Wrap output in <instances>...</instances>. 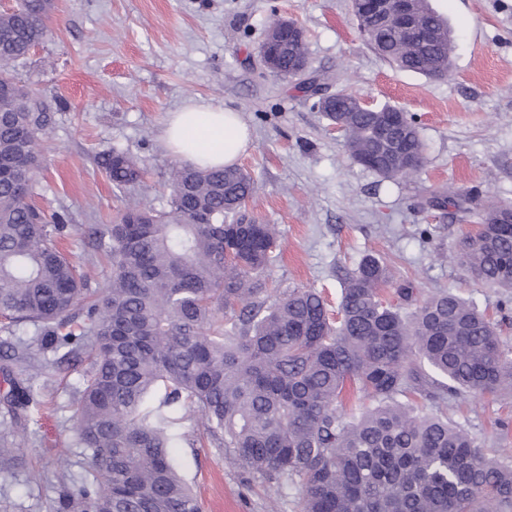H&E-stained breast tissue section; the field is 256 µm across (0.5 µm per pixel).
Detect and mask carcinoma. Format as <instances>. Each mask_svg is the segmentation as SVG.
<instances>
[{"label": "carcinoma", "mask_w": 512, "mask_h": 512, "mask_svg": "<svg viewBox=\"0 0 512 512\" xmlns=\"http://www.w3.org/2000/svg\"><path fill=\"white\" fill-rule=\"evenodd\" d=\"M54 0L0 9V317L41 328L39 345L62 358L93 354L71 403L75 436L90 458L80 485L62 483L53 512H201L178 476L171 448L188 435L222 448L245 475L297 485L301 512H512V456L487 455L448 420L450 397L512 398V339L474 304L440 290L412 303L408 281L365 257L346 275L336 319L323 297L289 288L270 299L275 225L242 212L254 192L238 166L178 165L169 208H126L115 224H89L112 241V277L81 305L89 274L58 247L69 216L29 198L41 166L46 105L15 64L43 42ZM430 41H408L384 21L371 44L396 66L442 78L453 35L429 8ZM279 76L300 45L283 31ZM344 120L349 157L383 178L412 177L424 160L418 127L402 116L395 140H376L375 112H326ZM102 167L117 189L142 167L113 149ZM469 197L441 199L464 214ZM487 202L456 258L512 302V224ZM37 373L12 381V413L33 402ZM24 458L11 426L0 464Z\"/></svg>", "instance_id": "1"}]
</instances>
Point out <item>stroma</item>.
<instances>
[{"label": "stroma", "instance_id": "stroma-1", "mask_svg": "<svg viewBox=\"0 0 512 512\" xmlns=\"http://www.w3.org/2000/svg\"><path fill=\"white\" fill-rule=\"evenodd\" d=\"M453 30L447 76L431 80L384 60L360 37L351 0H56L50 35L19 64L17 77L47 106L49 133L31 198L70 216L64 250L91 270L90 290L111 274L108 225L127 204L166 208L176 157L164 148L169 112L205 99L239 112L252 142L240 161L255 180L247 207L278 227L272 289L312 288L336 311L341 279L373 255L409 281L418 297L449 290L493 317L498 291L470 280L448 260L476 218L451 216L436 199L448 188L512 206V0H430ZM305 33L307 74L284 79L264 70L259 46L273 17ZM347 90L415 117L425 161L411 178L387 180L354 163L345 135L331 129L308 84ZM138 157L142 184L113 187L101 154ZM37 325L6 328L0 341L30 347L43 387L16 432L26 464L0 468V512H51L59 478H80L87 453L73 431L70 400L80 367L36 346ZM449 418L487 452L512 448V399H449ZM203 512H299L298 487L246 480L222 449L180 443L171 451ZM40 480H31L32 472Z\"/></svg>", "mask_w": 512, "mask_h": 512}]
</instances>
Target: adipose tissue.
<instances>
[{"label":"adipose tissue","instance_id":"1","mask_svg":"<svg viewBox=\"0 0 512 512\" xmlns=\"http://www.w3.org/2000/svg\"><path fill=\"white\" fill-rule=\"evenodd\" d=\"M173 155L202 167L233 165L246 153L251 133L240 113L192 100L169 114L161 133Z\"/></svg>","mask_w":512,"mask_h":512}]
</instances>
